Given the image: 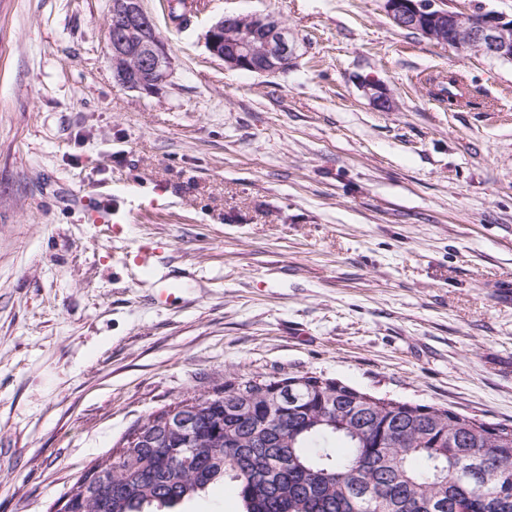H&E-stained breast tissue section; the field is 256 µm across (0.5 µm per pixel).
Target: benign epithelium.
<instances>
[{
    "instance_id": "benign-epithelium-1",
    "label": "benign epithelium",
    "mask_w": 512,
    "mask_h": 512,
    "mask_svg": "<svg viewBox=\"0 0 512 512\" xmlns=\"http://www.w3.org/2000/svg\"><path fill=\"white\" fill-rule=\"evenodd\" d=\"M384 8L401 29L418 30L439 44L462 52L512 60V18L495 13L449 10L441 0H385ZM112 70L124 88L152 94L171 74L172 59L142 0H112L108 28ZM210 54L233 70L274 76L297 58V44L270 14L225 15L206 34ZM364 92L382 111L394 107L386 88L367 83Z\"/></svg>"
}]
</instances>
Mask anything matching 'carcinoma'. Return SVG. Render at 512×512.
Here are the masks:
<instances>
[{
    "instance_id": "carcinoma-1",
    "label": "carcinoma",
    "mask_w": 512,
    "mask_h": 512,
    "mask_svg": "<svg viewBox=\"0 0 512 512\" xmlns=\"http://www.w3.org/2000/svg\"><path fill=\"white\" fill-rule=\"evenodd\" d=\"M175 409L192 433L154 413L144 440L98 463L112 495L77 481L71 512H170L226 479L244 512H512V426L315 376L226 381Z\"/></svg>"
}]
</instances>
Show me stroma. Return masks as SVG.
Wrapping results in <instances>:
<instances>
[{
    "label": "stroma",
    "instance_id": "stroma-1",
    "mask_svg": "<svg viewBox=\"0 0 512 512\" xmlns=\"http://www.w3.org/2000/svg\"><path fill=\"white\" fill-rule=\"evenodd\" d=\"M191 2L179 25L142 0L172 57L146 95L114 77L112 0H0V512H53L230 378L512 425V61L384 0ZM254 13L297 41L288 72L209 53L213 23ZM451 73L469 93L442 109L426 77ZM102 193L127 220L89 219Z\"/></svg>",
    "mask_w": 512,
    "mask_h": 512
}]
</instances>
